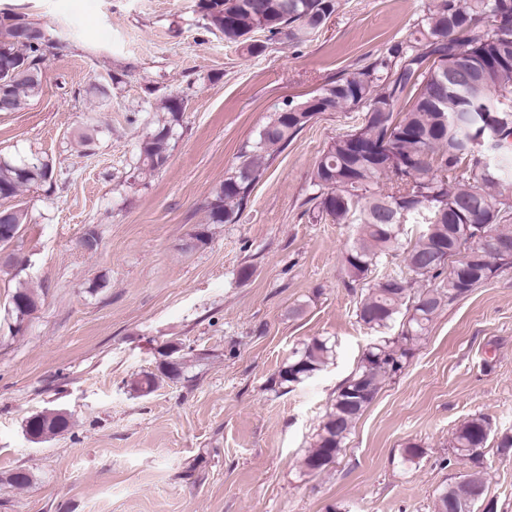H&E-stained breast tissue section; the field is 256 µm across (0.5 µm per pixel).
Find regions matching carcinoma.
I'll return each mask as SVG.
<instances>
[{
    "mask_svg": "<svg viewBox=\"0 0 512 512\" xmlns=\"http://www.w3.org/2000/svg\"><path fill=\"white\" fill-rule=\"evenodd\" d=\"M339 0H205L208 24L224 40L260 55L254 35L303 42L324 28ZM43 37L25 22L0 18V69L24 67L0 99V112H19L41 92L45 80ZM486 63L484 88L471 92L448 83V74L476 61ZM361 112V123L334 139L311 172L310 201L336 224L354 226L344 254L347 285L361 288L356 317L382 333L399 314L402 330L369 346L336 397L303 458L309 474L336 461L357 420L386 379L403 367L408 345L422 339L443 307L512 267V254L491 250L512 244V0H429L409 37L362 69L340 77L307 99L285 104L239 156L236 167L207 203V223L236 224L266 165L316 115ZM185 109L170 97L152 110L149 131L137 143L139 169L154 172L170 157L171 142ZM54 167L46 159L0 160V198L20 195L32 185L53 189ZM421 230L403 252L402 266L380 278L372 273L395 250L405 225ZM39 300L21 286L10 298L13 314L21 302ZM328 341L315 338L278 372V383H301L327 363ZM177 365L144 375L143 394L159 382L181 379ZM70 427V415H31L25 432L43 438ZM491 433L483 415L464 421L452 448L468 472L438 494L435 512H474L486 491L482 448Z\"/></svg>",
    "mask_w": 512,
    "mask_h": 512,
    "instance_id": "cac0c4a2",
    "label": "carcinoma"
}]
</instances>
